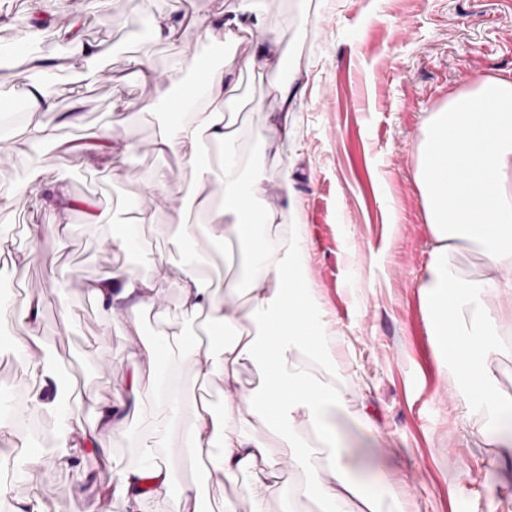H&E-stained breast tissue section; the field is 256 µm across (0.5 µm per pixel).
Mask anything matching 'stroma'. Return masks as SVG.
I'll return each instance as SVG.
<instances>
[{"label": "stroma", "instance_id": "obj_1", "mask_svg": "<svg viewBox=\"0 0 512 512\" xmlns=\"http://www.w3.org/2000/svg\"><path fill=\"white\" fill-rule=\"evenodd\" d=\"M267 34L244 38L239 55L255 53L265 35L275 36L298 81L307 85L292 114L294 137L268 175L265 203H283L281 172H289L312 240L309 266L313 288L322 296L335 330L356 337L355 351L337 344L336 384L347 409L342 430L362 439L355 416L368 409L378 428L364 439L365 470L383 468L395 479L396 497H385L381 512H512V460L475 432L479 415H466V392L451 373L427 327L420 284L428 262L429 227L424 202L413 179L423 122L449 99L480 80L512 81V0H265ZM51 0H20L17 12L0 11V47L17 49L18 37L33 16L52 13L48 33L61 38L82 24L88 40L114 42L103 63L122 73L129 57L149 53L157 73L195 42L193 32L172 41L140 45L121 33L136 0H67L51 12ZM74 70L60 72L50 93L55 101L45 122L58 128V143L34 145L23 135V111H16L11 137L0 139V238L12 252L26 249L24 225L43 224L41 201L57 181L83 200L71 215L66 237L41 238L35 260L18 280L19 296L40 298L35 321L0 319V329L19 340L36 336L30 354L68 362L79 371L93 398L79 416L90 421L98 403L124 391L128 352L179 323L177 293L154 310L141 312L139 332L131 335L121 320L103 315L85 291L104 267L140 271L135 255L111 248V226L90 223L88 210L126 214L129 203L150 221L144 233L165 268L175 271L177 230L169 200L189 195L187 177L175 176L162 194L148 188L158 158L156 121L122 107V100L150 97L152 86L102 78L73 98ZM238 107L242 149L253 153L265 112L276 106L262 72L239 78ZM79 119L63 122L64 114ZM112 124L132 128L137 148L117 157L110 168L87 156L62 154L58 144L83 128ZM77 317L67 320L65 310ZM152 398L127 431L108 442L117 463L135 464L140 446L152 437ZM457 449L465 470L449 466ZM33 491L44 512H125L122 499L100 494V483H84L79 468L60 456L35 453Z\"/></svg>", "mask_w": 512, "mask_h": 512}]
</instances>
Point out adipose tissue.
<instances>
[{
    "label": "adipose tissue",
    "instance_id": "adipose-tissue-1",
    "mask_svg": "<svg viewBox=\"0 0 512 512\" xmlns=\"http://www.w3.org/2000/svg\"><path fill=\"white\" fill-rule=\"evenodd\" d=\"M264 8L265 0H231L226 10L196 15V38L220 45L219 64L206 67L195 57L160 75L145 58L128 60L131 74L157 88L155 97L128 102V109L152 113L172 103L179 107V115L159 122L156 151L180 156L189 169L192 200L210 237L245 247L244 279L214 287L197 270L205 261L199 255L195 266H181L173 276L112 268L86 284L104 315L125 316L132 325L138 310L155 307L177 292L184 318H204L207 341L182 350L183 331L172 326L143 343L129 355L125 393L99 404L88 425L74 420L70 407L50 397L54 367L26 357L25 344L12 346L34 383L28 408L57 417L67 462L87 454L111 461L107 436L123 428L137 413L143 394L151 393L160 415L155 438L141 448L137 463L120 469L106 489L123 499L127 512H142L148 499L159 505V512H204L207 487L223 479L244 480L252 512H263L268 497L276 493L293 501L319 500L323 512H379L377 493L354 478L359 458L334 422L337 409L345 405L344 394L310 370V360L324 357L336 332L306 282L311 246L307 227L299 221L282 224L281 210L263 204L268 172L292 139L289 114L298 99L283 78L285 58L275 40H268L261 57L236 53L242 37L261 28ZM261 61L267 64L269 89L278 107L266 113L261 148L247 158L240 148L241 133L225 114L236 104L237 73ZM25 97L29 140H55L54 126L43 120L55 108L52 98L34 86ZM213 147L220 151L215 163L207 157ZM414 177L431 234L427 277L420 285L429 332L438 341L452 340L448 359L469 392L468 411L483 418L484 438L512 444V396L499 391L491 362L492 356L512 355V82L485 78L430 113ZM215 188L224 195L218 208L209 201ZM44 206L49 221L27 226L31 247L13 259V275L26 271L42 235L62 237L70 227L75 202L65 182L52 187ZM148 220L142 212L117 221L108 210L93 217L97 224L118 223L113 247L153 266L158 258L142 232ZM462 244L476 247L485 262L484 274L465 282L449 261ZM174 356L190 363L197 376L219 380L225 396L222 411L205 402L195 407L183 446L190 460H203L204 465L195 482L181 486L175 485L171 467L160 462L169 451L183 395L174 380L156 371ZM247 366L258 377L257 386L248 390L240 380ZM148 375L153 378L149 387L144 384ZM288 471L301 472L302 480L286 481Z\"/></svg>",
    "mask_w": 512,
    "mask_h": 512
}]
</instances>
